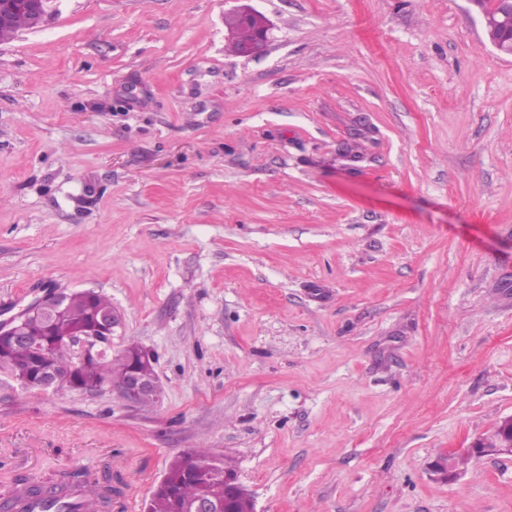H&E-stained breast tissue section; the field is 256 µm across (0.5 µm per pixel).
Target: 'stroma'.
<instances>
[{
  "label": "stroma",
  "instance_id": "stroma-1",
  "mask_svg": "<svg viewBox=\"0 0 512 512\" xmlns=\"http://www.w3.org/2000/svg\"><path fill=\"white\" fill-rule=\"evenodd\" d=\"M49 0L0 43V319L121 317L161 398L0 371V494L71 470L141 512L225 459L255 512H512V56L471 0ZM358 145L357 155L346 154ZM234 13L237 14L241 19L245 21L256 20V33L254 37V41L247 44L242 48V53L248 54L253 52L261 42H263L266 38L267 34V24L266 20L260 16L257 12L252 11L247 7H240L235 9ZM234 13L229 14L226 17V24L232 28L237 34V48L239 44L252 41L253 33L252 29L248 26H245L238 22ZM15 380H17L25 388H30L35 385L39 390L45 391L47 389H57L66 386L70 389H78L69 380H61L60 378L52 375V371L45 363L42 367V379L39 383L32 381L30 374L27 371L17 370L13 373ZM79 390V389H78ZM471 453L481 455L488 452L512 454V416L506 417L499 426L498 437L495 439L494 447H486L481 441H476L471 446Z\"/></svg>",
  "mask_w": 512,
  "mask_h": 512
}]
</instances>
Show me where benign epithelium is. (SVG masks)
Segmentation results:
<instances>
[{
  "label": "benign epithelium",
  "instance_id": "benign-epithelium-1",
  "mask_svg": "<svg viewBox=\"0 0 512 512\" xmlns=\"http://www.w3.org/2000/svg\"><path fill=\"white\" fill-rule=\"evenodd\" d=\"M48 2L49 0H0V36L5 35L12 17L17 14H26L30 16L33 25H39L46 13ZM235 13L245 21L256 20L254 41L242 48L243 53H251L266 38V20L247 7L237 8ZM66 300L67 294L54 291L32 303L9 320H1L0 356L19 344L29 345L38 350L41 355H46L47 345L42 339L31 337L26 330V322L29 318L37 315L51 314L56 317L62 314L66 307ZM98 321V330L91 333H81L66 328L57 331L60 339L76 351L78 363L105 358H112L117 363L125 359L131 363L137 360L144 362L151 359V355L140 345L126 347L118 357H112V333L114 328L120 324L119 315L110 310L100 314ZM14 377L22 386L26 388L34 386L42 391L63 386L74 388L70 381L52 375L51 369L46 366L42 367V379L38 383L32 381L30 374L26 371H15ZM112 387L123 399L136 404L141 393L147 388V382L140 376L137 369L131 367L128 369L125 379L112 384ZM488 452L512 454V416L501 421L495 446L486 447L480 441L474 442L471 446V453L474 455ZM191 473L201 478L204 488L198 498L182 506V512H232L230 501L236 489L241 487L238 475L227 474L224 472V468L216 462H194L191 466Z\"/></svg>",
  "mask_w": 512,
  "mask_h": 512
}]
</instances>
